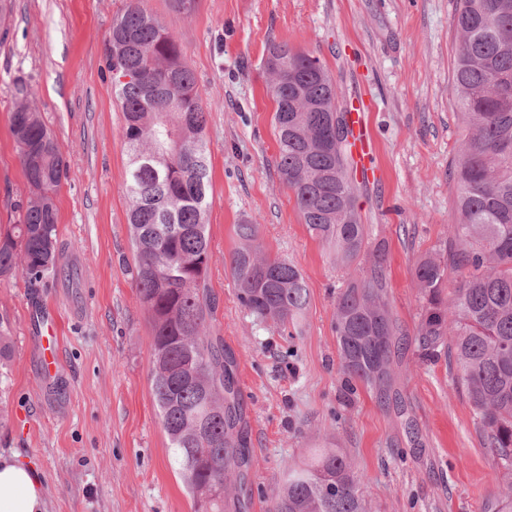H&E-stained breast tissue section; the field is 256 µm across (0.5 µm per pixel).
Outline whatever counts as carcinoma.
Masks as SVG:
<instances>
[{"instance_id": "cac0c4a2", "label": "carcinoma", "mask_w": 512, "mask_h": 512, "mask_svg": "<svg viewBox=\"0 0 512 512\" xmlns=\"http://www.w3.org/2000/svg\"><path fill=\"white\" fill-rule=\"evenodd\" d=\"M452 81L461 130L452 167L455 222L448 248L414 269L423 300L416 336L433 357L448 353L496 458L497 494L485 512H512V0H457ZM281 80L269 84L277 169L309 231L357 268L365 225L348 168L349 131L336 137V84L321 61L288 42L270 48ZM124 116L128 227L136 252L134 285L153 335L151 387L195 512H224L229 486L244 480L252 456L244 431L234 358L209 336L215 302L205 291L210 159L206 115L181 44L146 6L128 0L105 44ZM11 130L28 202L0 237V275L29 282L57 271L54 195L67 165L40 113L18 105ZM230 256L237 299L260 320L295 322L308 304L299 269L264 252L259 226H237ZM370 277L336 298L335 329L345 386L387 395L399 336L386 302L379 245ZM269 512H371L351 458L313 448L283 466Z\"/></svg>"}]
</instances>
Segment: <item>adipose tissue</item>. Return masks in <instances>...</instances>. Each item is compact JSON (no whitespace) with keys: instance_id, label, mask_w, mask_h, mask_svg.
Segmentation results:
<instances>
[{"instance_id":"1","label":"adipose tissue","mask_w":512,"mask_h":512,"mask_svg":"<svg viewBox=\"0 0 512 512\" xmlns=\"http://www.w3.org/2000/svg\"><path fill=\"white\" fill-rule=\"evenodd\" d=\"M0 512H47L42 480L36 469L0 455Z\"/></svg>"}]
</instances>
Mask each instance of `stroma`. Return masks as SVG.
Instances as JSON below:
<instances>
[{"mask_svg":"<svg viewBox=\"0 0 512 512\" xmlns=\"http://www.w3.org/2000/svg\"><path fill=\"white\" fill-rule=\"evenodd\" d=\"M128 0H0V230L17 223L26 182L11 114L40 112L68 166L55 195L58 273L0 277V453L43 478L47 512H194L151 391L152 335L131 273L124 117L104 42ZM178 37L207 113L214 341L237 362L253 458L235 512H268L284 461L330 445L352 459L372 512H484L493 455L446 359L423 356L413 273L445 248L460 129L451 71L457 0H147ZM285 41L320 58L346 111L363 94L376 143L356 185L369 244L385 242L387 302L403 336L388 401L344 392L333 315L349 274L313 237L276 168L265 58ZM255 224L265 251L303 274L297 324L261 323L237 300L229 255ZM59 318L45 382L30 303Z\"/></svg>","mask_w":512,"mask_h":512,"instance_id":"1","label":"stroma"}]
</instances>
